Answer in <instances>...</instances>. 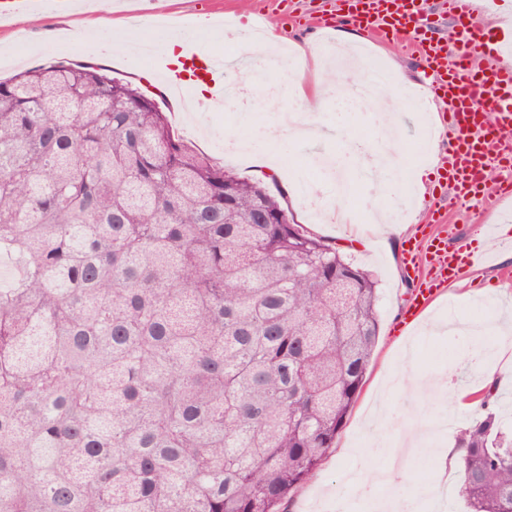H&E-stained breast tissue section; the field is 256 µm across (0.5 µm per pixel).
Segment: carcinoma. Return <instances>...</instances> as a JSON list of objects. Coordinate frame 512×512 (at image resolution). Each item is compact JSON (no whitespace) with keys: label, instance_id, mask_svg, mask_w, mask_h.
I'll return each mask as SVG.
<instances>
[{"label":"carcinoma","instance_id":"carcinoma-1","mask_svg":"<svg viewBox=\"0 0 512 512\" xmlns=\"http://www.w3.org/2000/svg\"><path fill=\"white\" fill-rule=\"evenodd\" d=\"M99 64L0 80V512H280L377 343V282ZM456 436L512 512L498 385Z\"/></svg>","mask_w":512,"mask_h":512}]
</instances>
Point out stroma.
Here are the masks:
<instances>
[{
	"instance_id": "1",
	"label": "stroma",
	"mask_w": 512,
	"mask_h": 512,
	"mask_svg": "<svg viewBox=\"0 0 512 512\" xmlns=\"http://www.w3.org/2000/svg\"><path fill=\"white\" fill-rule=\"evenodd\" d=\"M262 0H151L147 5L129 8L114 6L106 0L92 16L68 9L63 13H33L23 24L0 22V50L10 53L7 65L0 66V79L49 60L97 59L110 75L139 87L165 113L175 135L195 149L208 154L213 161L238 177L260 181L269 189H282L296 220L309 227L351 255L356 266L373 271L379 280V341L374 351L365 383L358 399L340 431L336 446L323 461L316 475L300 486L286 512H336L340 500L354 501L355 512H372L373 502L354 499L352 485L346 478L349 469L365 473L379 471L388 465L401 447L399 431L404 422L416 420L418 435L415 447L425 449L430 457L427 468H398L393 484L377 487L378 498L400 495L407 512H467L458 490L459 469L449 468L443 450L454 444L458 431L478 417L476 406L464 403L450 405L448 394L470 393L486 384L487 375H495L500 400L497 411L512 424V336H490L476 340L457 332L455 319L470 314L474 297L485 300V313L496 316L512 312V250L500 252L485 265L464 270L465 287L448 286L421 315L419 323L403 328L402 319L413 292L420 288L432 271L429 263L411 264L405 252L407 241L419 244L428 253V236L446 239L452 249H480L486 246V225L495 223L494 214L475 220L470 206L459 204L453 192L436 187V164H427L422 179H415L412 169H405V185L387 202L394 231L389 249L375 241L352 239L346 225L336 223L327 211L336 195V179L323 175L328 159L337 158L343 148L341 132L355 137L362 148L375 151L380 135L369 111L340 112L328 103L314 136L297 142H275L268 132L280 112L296 109L286 87L292 80L287 72H276L272 82L281 88L277 110H264V85H253L247 99L233 101L218 110L200 104L188 112L168 92L163 73L166 57L162 46L166 41L160 27L147 22L151 10L169 16L175 28L188 29L193 40L205 41L211 56L231 55L241 63H249L248 35L259 19ZM296 20H285L281 11L269 13L277 25L285 49L317 47L320 54L332 52V32L315 25L327 11H344L343 0H295ZM214 17H235L240 31L237 40L214 37L211 29L191 28V21ZM130 29L140 39L155 43L157 50L148 57L129 56L120 48H112L105 56L94 57L89 50L101 35ZM46 41L43 54L32 55L29 45ZM383 70L400 66L413 82L422 83L426 72L424 60L412 46L399 41L381 40L368 43ZM250 119L256 151L276 148L277 169L266 172L255 168L254 153L226 148L235 139L242 119ZM397 142L404 148L417 146L423 136H436L439 118L425 120L415 111L410 98H403L393 117ZM422 182L420 192H413L414 182ZM446 210V221L431 223L429 211L434 205Z\"/></svg>"
}]
</instances>
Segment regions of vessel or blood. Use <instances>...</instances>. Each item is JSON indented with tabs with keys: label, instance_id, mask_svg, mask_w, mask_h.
<instances>
[{
	"label": "vessel or blood",
	"instance_id": "b4317fda",
	"mask_svg": "<svg viewBox=\"0 0 512 512\" xmlns=\"http://www.w3.org/2000/svg\"><path fill=\"white\" fill-rule=\"evenodd\" d=\"M355 3L362 8L367 34L387 40L410 39L426 61L431 93L446 103L448 125L455 137L438 170L439 185L449 186L461 203L493 205L495 194L487 192L484 178L489 161H497L507 173L496 194L512 190V0H448V17L457 26L455 38L448 43L422 32L417 0ZM69 4L70 0H0V20L27 12L58 13ZM494 5L503 8L501 22L509 35L490 44L481 39L480 31L483 16ZM489 54L494 55L495 65L482 66L483 57ZM200 61L212 99H220L229 60L204 55ZM434 253L429 285L420 289L419 300L406 311V325H413L439 290L463 269L488 256L484 249L451 252L439 243Z\"/></svg>",
	"mask_w": 512,
	"mask_h": 512
}]
</instances>
